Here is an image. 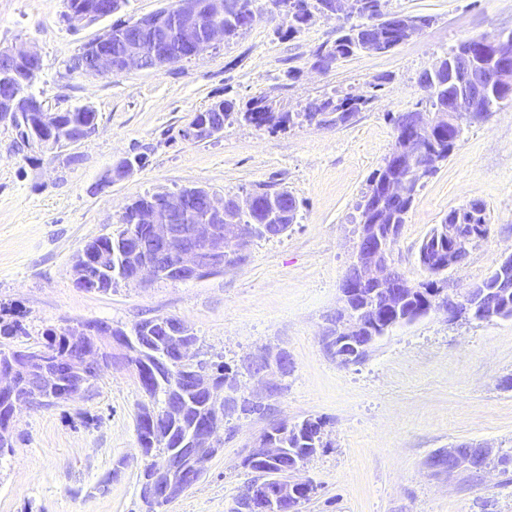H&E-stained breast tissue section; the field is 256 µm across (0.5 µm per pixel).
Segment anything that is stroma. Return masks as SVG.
Segmentation results:
<instances>
[{
	"mask_svg": "<svg viewBox=\"0 0 512 512\" xmlns=\"http://www.w3.org/2000/svg\"><path fill=\"white\" fill-rule=\"evenodd\" d=\"M167 2L128 0L113 16L73 29L63 0H0V46L41 52L35 95L56 112L87 105L97 114L95 132L58 158L0 122V319L21 320L25 344L35 347L50 326L127 329L174 316L196 334L198 360L240 369L242 395L260 401L263 414L225 422L204 476L168 512H232L252 477L243 461L255 441L273 423L308 417L325 420L328 446L298 474L317 487L302 512H512V468L498 463L512 455V388L501 385L512 377V319L452 321L434 310L389 329L346 366L322 344L353 260L357 205L394 140L391 116L428 111L419 76L461 41L512 31V0H386V12L428 15L430 26L388 53H360L325 72L313 69L311 54L336 38L340 20L318 14L285 38L284 17L265 9L242 35L163 71L91 77L66 69L115 22ZM378 81L377 98L347 124L298 116L314 99L357 95ZM260 95L294 113L293 123L273 131L232 118L219 136L182 137L214 102L242 106ZM138 154L139 166L109 181L117 161ZM67 155L76 163H64ZM269 183L296 197V224L253 240L224 271L120 280L106 292L76 285V253L90 238L117 235L132 199L195 185L242 198ZM472 201L485 204L489 231L462 267L444 273L461 291L512 255L511 98L465 125L448 159L421 182L393 246L394 268L412 284L430 280L418 259L422 242ZM280 352L288 374L242 369L247 358ZM271 384L279 393L269 394ZM144 399L133 369L115 365L85 393L21 408L14 447L0 453V512H143L136 417ZM462 443L490 449L485 468H430L434 453Z\"/></svg>",
	"mask_w": 512,
	"mask_h": 512,
	"instance_id": "obj_1",
	"label": "stroma"
}]
</instances>
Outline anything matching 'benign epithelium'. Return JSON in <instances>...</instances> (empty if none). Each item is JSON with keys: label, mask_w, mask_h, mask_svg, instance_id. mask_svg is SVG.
<instances>
[{"label": "benign epithelium", "mask_w": 512, "mask_h": 512, "mask_svg": "<svg viewBox=\"0 0 512 512\" xmlns=\"http://www.w3.org/2000/svg\"><path fill=\"white\" fill-rule=\"evenodd\" d=\"M224 16V0H175L170 11L155 12L141 16L132 22L131 31L126 27L108 30L103 36L87 46L85 56L92 61L96 74L114 70H144L145 58L151 59L155 71L171 67L182 60L196 57L207 50L218 39L224 38V29L217 20ZM177 33L178 54L168 50L170 31ZM0 56L19 64L36 66L42 62L34 46L16 48L3 47ZM461 57L465 59L458 69L460 82L468 88L466 95L458 101V111L487 112L491 102L489 93L501 95L512 90V39L494 35L485 41L484 51L477 55L469 45H464ZM26 77L13 68L0 70V84L12 89V94L0 97V110L7 114L20 112L37 113L36 128L53 131L58 114L46 108L44 103L24 95ZM222 132L213 121L193 123L182 131L191 140ZM418 141L417 130L398 131L399 145L388 155V165L394 177L383 184L385 193L395 198L404 197L405 176L419 177L435 167L439 159L433 152L421 153L409 149ZM202 193L206 200L204 224H191L189 218L195 214L193 198ZM224 200L210 191L192 187L176 194L161 193L146 200L144 205L128 212L132 224L145 225L144 236L134 243L133 254L139 257L132 267L131 278L143 282L163 275H175L181 280L200 279L210 273L220 272L228 265L230 250L243 249L249 240L239 224H222ZM400 226L386 225V233L379 239L378 247L367 251L356 245L354 268L356 283L360 285H384L393 276L391 245L397 238ZM111 256L106 253H80L76 280L85 283L95 279V274L107 269ZM435 293L446 297L442 310L448 318L456 319L470 313L468 305L458 300V292L446 281L433 285ZM401 294L388 291L369 308L367 317L353 320L347 316L332 327L330 334L338 339L354 341L358 333L371 334L381 326V319L396 312L401 306ZM71 354L67 357L68 374L71 376L73 397L87 391L89 383L101 368L112 363V349L122 350L127 356L125 344L111 337V329L101 325H86ZM58 360L50 351L38 350L26 357L8 358L0 361V397L7 398L11 414L5 420L11 425L17 410L22 406L38 407L44 404L43 390L58 383ZM199 388L210 395L211 422L186 438L187 448L180 455H168L155 464L153 476L140 486V495L149 501L162 502L170 499L188 484L202 477L204 464L212 458L217 447L218 424L224 417L223 390L214 387L211 374L201 370L194 372ZM258 457L277 464L286 455V449L274 441L257 440ZM306 489L314 493L309 482L295 480H273L262 477L253 481L240 506L241 512H297L298 491Z\"/></svg>", "instance_id": "1"}]
</instances>
